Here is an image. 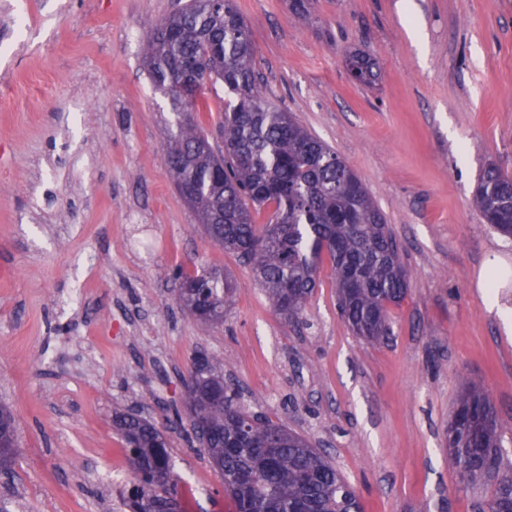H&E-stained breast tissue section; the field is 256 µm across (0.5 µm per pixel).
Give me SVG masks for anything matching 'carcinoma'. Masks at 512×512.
<instances>
[{
	"label": "carcinoma",
	"mask_w": 512,
	"mask_h": 512,
	"mask_svg": "<svg viewBox=\"0 0 512 512\" xmlns=\"http://www.w3.org/2000/svg\"><path fill=\"white\" fill-rule=\"evenodd\" d=\"M154 87L171 96L173 111L190 113L165 148L175 186H186L203 219L224 216L221 227H203L215 245L236 254L251 269L275 311L298 319L316 288L322 258L329 257L341 318L358 336L380 343L392 334L389 306L409 291L399 245L359 175L326 142L288 112L269 106L256 81L254 50L235 0H189L145 44ZM353 80L372 84L374 58L350 52ZM196 86L224 82L231 98L219 129L224 150L213 149L201 113L211 111L203 95L189 100L177 87L183 78ZM473 204L484 223L512 237V177L490 163L478 180ZM267 221L259 223L263 212ZM177 301H195L198 320H224L231 283L219 271L192 272L178 266ZM209 374L196 375L191 400L208 425L205 452L221 464L224 492L236 512H360L355 491L306 438L252 410L223 389L222 361L208 356ZM0 445H17L18 420L7 408ZM113 426L138 469L129 507L150 512L164 505L171 488L169 443L155 424L127 412ZM502 425L488 394L474 383L460 393L446 437L451 458L467 478L492 483L488 512H512V467L503 468ZM495 469H490V464Z\"/></svg>",
	"instance_id": "cac0c4a2"
}]
</instances>
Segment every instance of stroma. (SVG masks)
<instances>
[{
  "mask_svg": "<svg viewBox=\"0 0 512 512\" xmlns=\"http://www.w3.org/2000/svg\"><path fill=\"white\" fill-rule=\"evenodd\" d=\"M185 0H0V403L19 422L0 512H127L136 480L112 426L164 428L184 512H235L182 404L195 352L245 404L326 451L363 512H487L448 457L461 386L479 384L512 460V238L472 200L512 175V0H236L262 94L361 177L403 250L409 294L367 344L336 309L329 264L298 323L212 244L175 189L176 131L143 47ZM375 58L355 83L347 51ZM224 270L220 325L180 307L167 270Z\"/></svg>",
  "mask_w": 512,
  "mask_h": 512,
  "instance_id": "obj_1",
  "label": "stroma"
}]
</instances>
